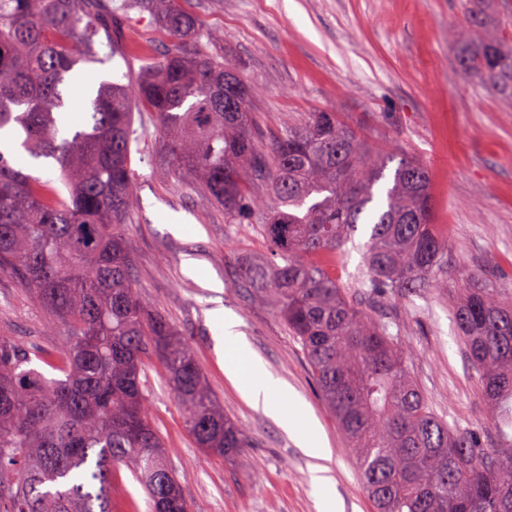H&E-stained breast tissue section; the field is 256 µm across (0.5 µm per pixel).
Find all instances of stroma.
Returning <instances> with one entry per match:
<instances>
[{
  "label": "stroma",
  "mask_w": 512,
  "mask_h": 512,
  "mask_svg": "<svg viewBox=\"0 0 512 512\" xmlns=\"http://www.w3.org/2000/svg\"><path fill=\"white\" fill-rule=\"evenodd\" d=\"M202 29L219 41L242 80L260 94L251 104L263 139L298 115L333 111L385 152L413 156L428 168L435 221L448 240V263L480 270L512 289V99L475 75L462 74L453 33L473 12L487 13L512 39V0H184ZM122 52L89 65L68 94L82 106L84 87L134 78L141 52H160L164 38L149 17L130 14ZM135 127L154 166L133 160L140 207L127 226L136 247L135 286L193 346L224 411L250 433L252 447L224 459L197 448L156 360L144 381L168 464L184 479L193 512H318L312 460L224 373L214 309L235 315L253 356L314 414L331 450L327 476L339 512H374L347 439L317 393L300 344L286 322L239 282L242 257L268 253L255 227L228 224L223 208L177 181L159 159L151 113ZM382 316L410 353V371L434 412L452 426L480 430L486 408L448 297L427 288L388 299ZM25 345L64 344L31 294L0 272V334Z\"/></svg>",
  "instance_id": "obj_1"
}]
</instances>
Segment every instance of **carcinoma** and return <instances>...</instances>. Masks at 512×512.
Returning <instances> with one entry per match:
<instances>
[{
    "label": "carcinoma",
    "instance_id": "cac0c4a2",
    "mask_svg": "<svg viewBox=\"0 0 512 512\" xmlns=\"http://www.w3.org/2000/svg\"><path fill=\"white\" fill-rule=\"evenodd\" d=\"M124 10L148 14L168 43L141 57L135 82H100L74 127L66 83L100 59L97 45L116 50L100 40V0H0V271L66 337L60 348L27 347L0 334V512H112L121 467L149 512H191L151 420L147 358L197 447L222 457L251 447L185 338L133 285L125 224L138 207V102L173 174L224 207L227 223L258 224L270 252L245 260L242 277L301 345L376 512H512V293L475 269L448 270L426 165L369 146L336 112H309L261 143L258 90L208 51L215 35L180 0H124ZM456 37L461 69L512 97V44L481 12ZM360 225L369 237L355 298L333 266ZM448 286L488 409L479 434L435 415L390 324L361 308Z\"/></svg>",
    "mask_w": 512,
    "mask_h": 512
}]
</instances>
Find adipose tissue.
<instances>
[{
    "label": "adipose tissue",
    "mask_w": 512,
    "mask_h": 512,
    "mask_svg": "<svg viewBox=\"0 0 512 512\" xmlns=\"http://www.w3.org/2000/svg\"><path fill=\"white\" fill-rule=\"evenodd\" d=\"M221 320L224 347L230 354L224 367L226 376L241 382V392L251 404L262 408L284 430L295 432L296 416L283 406L288 397L287 386L268 375L260 361L249 357L248 344L237 330L236 318L225 314Z\"/></svg>",
    "instance_id": "ef3b65f1"
}]
</instances>
